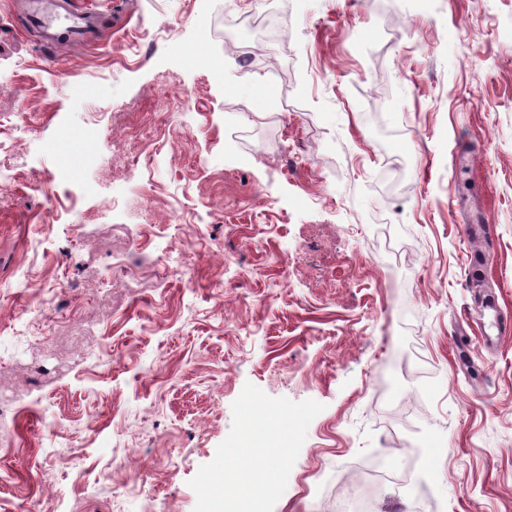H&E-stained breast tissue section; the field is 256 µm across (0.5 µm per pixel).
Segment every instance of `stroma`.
<instances>
[{
    "label": "stroma",
    "instance_id": "obj_1",
    "mask_svg": "<svg viewBox=\"0 0 512 512\" xmlns=\"http://www.w3.org/2000/svg\"><path fill=\"white\" fill-rule=\"evenodd\" d=\"M76 2L0 0V512H193L248 383L274 512H512V0ZM28 22L50 43H87L94 35L100 15L96 10L77 8L72 0H29Z\"/></svg>",
    "mask_w": 512,
    "mask_h": 512
}]
</instances>
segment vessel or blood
Returning a JSON list of instances; mask_svg holds the SVG:
<instances>
[{"mask_svg":"<svg viewBox=\"0 0 512 512\" xmlns=\"http://www.w3.org/2000/svg\"><path fill=\"white\" fill-rule=\"evenodd\" d=\"M28 22L50 43H87L100 16L96 10L73 6L72 0H28Z\"/></svg>","mask_w":512,"mask_h":512,"instance_id":"1","label":"vessel or blood"}]
</instances>
